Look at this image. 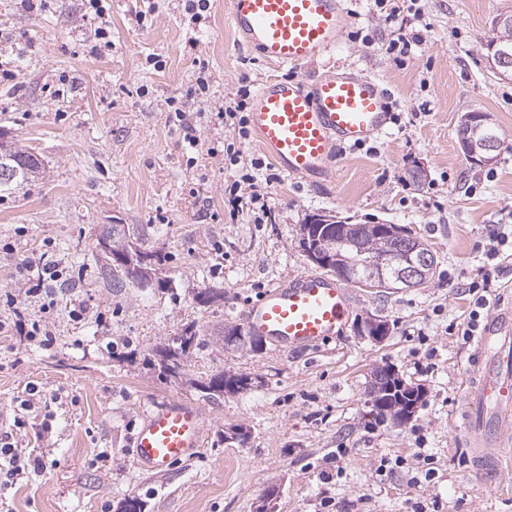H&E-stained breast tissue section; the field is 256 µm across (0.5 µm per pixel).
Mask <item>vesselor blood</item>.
I'll list each match as a JSON object with an SVG mask.
<instances>
[{"instance_id": "b4317fda", "label": "vessel or blood", "mask_w": 512, "mask_h": 512, "mask_svg": "<svg viewBox=\"0 0 512 512\" xmlns=\"http://www.w3.org/2000/svg\"><path fill=\"white\" fill-rule=\"evenodd\" d=\"M243 49L278 65L314 63L343 38L341 0H227ZM390 97L366 74L329 70L311 82L274 78L261 84L250 124L264 152L285 174L308 182L331 176L339 148L386 135ZM349 311L347 288L331 274H303L269 289L248 313L251 331L288 351L314 350L333 339ZM460 432L476 475L498 470L512 446V301L497 302L470 341ZM204 416L188 401L156 406L133 438L131 456L163 473L196 453Z\"/></svg>"}]
</instances>
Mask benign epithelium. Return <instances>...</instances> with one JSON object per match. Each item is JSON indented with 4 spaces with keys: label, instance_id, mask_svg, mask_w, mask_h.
Listing matches in <instances>:
<instances>
[{
    "label": "benign epithelium",
    "instance_id": "benign-epithelium-1",
    "mask_svg": "<svg viewBox=\"0 0 512 512\" xmlns=\"http://www.w3.org/2000/svg\"><path fill=\"white\" fill-rule=\"evenodd\" d=\"M494 69L507 76L512 73V44L505 41L490 57ZM464 144L469 158L481 165H488L498 158V136L492 132L488 116L483 112L470 115L464 134ZM28 172L21 162L0 164V184H10L16 180L20 172ZM307 222L327 227L324 235L319 237L309 251V259L329 270L336 277L358 282L373 283L388 291L409 290L417 288L431 277L434 265L431 261L429 248L420 240L413 239L398 250H390L379 257H373L358 267V263L349 252L341 249L346 245L362 249L363 231L358 224L339 219L327 212L315 213L308 217ZM102 225L97 236L95 252L103 263L116 260L126 270L128 278L142 288L148 289L155 285V273L152 271V258L140 253L132 239H127L125 246L118 249L112 244L111 226ZM358 332L375 344H382L390 336V325L380 316L368 314L360 318Z\"/></svg>",
    "mask_w": 512,
    "mask_h": 512
}]
</instances>
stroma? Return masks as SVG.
I'll use <instances>...</instances> for the list:
<instances>
[{
	"instance_id": "obj_1",
	"label": "stroma",
	"mask_w": 512,
	"mask_h": 512,
	"mask_svg": "<svg viewBox=\"0 0 512 512\" xmlns=\"http://www.w3.org/2000/svg\"><path fill=\"white\" fill-rule=\"evenodd\" d=\"M150 4L140 22L139 0H106L112 50L97 56L99 21L86 0H0V132L44 163L39 178L0 192V292L15 294L26 317L54 334L49 347L0 335V432L47 463L8 490L0 512H119L128 497L142 512H253L274 485L275 512H319L327 498L337 512H410L418 501L437 512H512V495L475 475L456 419L468 286L488 285L492 304L512 296V255L486 256L493 226L512 223V79L491 72L483 48L512 0H417L422 17L408 19L405 32L423 41L399 62L386 51L393 34L375 0H345L342 44L297 66L240 49L226 0H211L209 18L196 25L182 0ZM150 55L162 70L147 64ZM202 60L210 92L193 102L187 93ZM330 68L378 79L396 120L379 141L340 150L329 181L286 176L256 136L239 140L216 118L241 83L308 82ZM178 104L195 115V149L184 142ZM471 110L487 113L504 141L492 165L471 164L460 149V121ZM234 141L263 164L256 186L269 214L259 224L229 201L246 172L226 156ZM417 165L426 170L418 184L409 176ZM325 211L407 230L436 255L432 279L398 292L350 287L347 323L319 349L281 353L267 343L250 352L210 341L184 379L161 376L148 360L153 347L191 323L205 334L245 324L271 287L316 272L300 226ZM115 218L139 225L147 247L165 255L166 288L105 286L96 235ZM26 259L74 275V287L57 289L54 309L28 295L18 272ZM207 288L223 289V304L196 303ZM79 302L86 313L76 322L69 310ZM368 313L390 322L384 344L359 335L357 320ZM382 365L424 391L405 424L380 418L370 403L371 371ZM229 371L254 377L251 389L208 400L193 385ZM31 385L51 409L13 429ZM171 398L202 409L203 445L166 473L140 471L131 439ZM231 426L248 430L246 443L225 442ZM421 448L437 475L419 483ZM399 456L403 466L381 469Z\"/></svg>"
}]
</instances>
